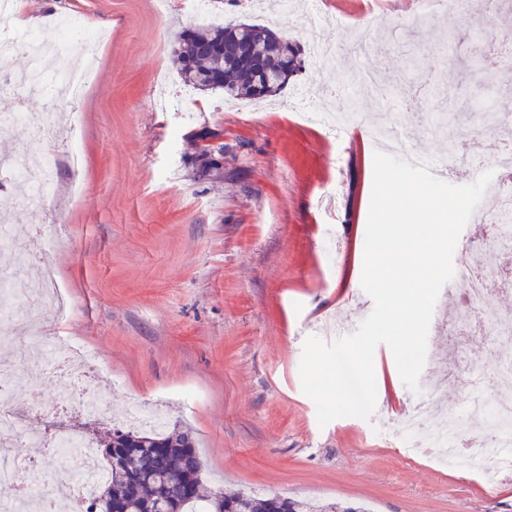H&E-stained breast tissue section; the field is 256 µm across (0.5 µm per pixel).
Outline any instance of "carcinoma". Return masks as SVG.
Returning a JSON list of instances; mask_svg holds the SVG:
<instances>
[{"mask_svg": "<svg viewBox=\"0 0 512 512\" xmlns=\"http://www.w3.org/2000/svg\"><path fill=\"white\" fill-rule=\"evenodd\" d=\"M245 43L255 51L261 66L279 76L268 85L263 76L246 65L224 61L214 50ZM173 63L183 84L198 91H222L229 99H261L277 95L288 84L285 74L301 67L300 50L288 40L259 24L230 22L179 33L172 44ZM104 447L113 449L108 463L111 477L98 489L89 512H152L160 499L170 512H368L339 503H318L303 497L276 493L258 495L209 489L203 482V461L191 431L179 425L160 431L114 429Z\"/></svg>", "mask_w": 512, "mask_h": 512, "instance_id": "carcinoma-1", "label": "carcinoma"}]
</instances>
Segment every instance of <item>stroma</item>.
Listing matches in <instances>:
<instances>
[{
	"label": "stroma",
	"instance_id": "stroma-1",
	"mask_svg": "<svg viewBox=\"0 0 512 512\" xmlns=\"http://www.w3.org/2000/svg\"><path fill=\"white\" fill-rule=\"evenodd\" d=\"M170 0L158 18L153 0H15V22L38 18L49 32L60 15L103 31L80 121L82 192L60 194L33 211L21 193L0 188V225L25 241L31 262L50 263L67 297L64 314L40 308L48 337L70 336L96 351L111 387L108 415L49 420L87 438L123 423L132 403H164L188 424L207 485L305 496L372 512H512V479L488 484L465 464L447 466L416 453L394 428L396 403L413 393L392 353L374 357L371 420L345 417L319 426L301 389L308 336L327 317L361 322L373 302L361 291L375 144L365 128L399 117L396 97L415 115L444 116L445 131L406 138V148L444 159L449 146L475 144L469 184L497 166L512 123V56L472 57L480 31L512 44V11H483L477 0L426 12L422 0H327L325 19L301 29L285 8L269 14L248 0H213L207 14ZM244 20L274 28L302 52L303 68L272 101L227 103L196 93L160 109L152 90L174 74L171 40L181 30ZM376 71L392 92L376 100L360 84ZM349 90V125L333 130L288 109L294 95L314 102L324 86ZM213 131L221 169L201 173L197 135ZM458 294H440L422 380L441 382L439 402L465 398L461 366H448L440 328L464 312Z\"/></svg>",
	"mask_w": 512,
	"mask_h": 512
}]
</instances>
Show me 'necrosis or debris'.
<instances>
[{"instance_id":"necrosis-or-debris-1","label":"necrosis or debris","mask_w":512,"mask_h":512,"mask_svg":"<svg viewBox=\"0 0 512 512\" xmlns=\"http://www.w3.org/2000/svg\"><path fill=\"white\" fill-rule=\"evenodd\" d=\"M56 29L62 38L48 41L37 32H20L14 20V0H0V93H9L12 106L0 113V135L17 134L22 140L53 139L57 163L69 170H78L80 158L74 148L77 125H70L66 139L56 136L57 108L81 100L89 82L88 68L68 70L62 81L46 82L44 71L50 57L60 54L63 38H75L83 55L98 58L104 35L88 30L80 18L69 16L57 21ZM32 57L30 73L18 75L6 62L17 51ZM45 91L52 102L43 112L25 111L22 103L27 91ZM0 177L24 195L32 208H40L45 191L52 189L54 173L43 158L0 159ZM22 272L25 278L36 280L43 297L65 308L66 295L56 281L50 264H26L20 257V246L7 227H0V336L27 341L32 355L11 361H0V512H59L54 495L55 482L43 488L23 485L26 459L23 447L40 446L51 457L62 458L75 475L70 495V512H86L94 498L96 484L105 482L104 470L88 472L87 463L94 448L77 431L71 430L49 436L47 430L35 423L36 406H15L10 391L18 371L36 377L53 376L72 380L68 397L80 413L91 417L101 414L103 403L97 397L106 377L96 355L71 338L56 340L53 349L40 345V327L11 298L12 272ZM491 276L478 262L468 263L462 276L463 297L470 304L474 317L483 326L495 345L512 344V315L497 314L487 309L491 296ZM467 396L455 409L437 408V389L428 387L406 408L397 422V429L411 447L449 463L465 461L482 475L492 477L512 471V360H502L492 372H485L477 360L467 365ZM482 419L486 428L474 434V419Z\"/></svg>"}]
</instances>
